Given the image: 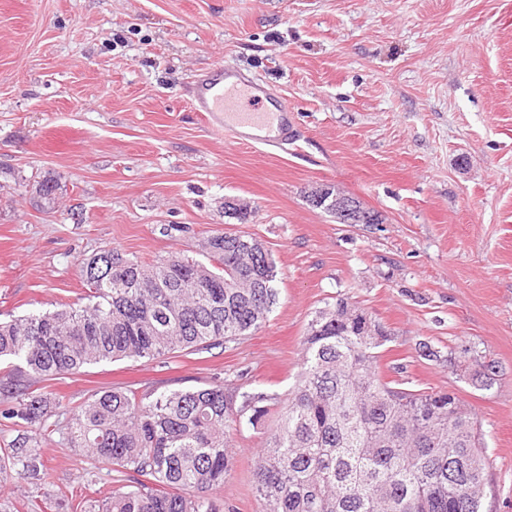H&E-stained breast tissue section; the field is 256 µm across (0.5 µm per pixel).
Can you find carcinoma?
<instances>
[{"instance_id": "1", "label": "carcinoma", "mask_w": 512, "mask_h": 512, "mask_svg": "<svg viewBox=\"0 0 512 512\" xmlns=\"http://www.w3.org/2000/svg\"><path fill=\"white\" fill-rule=\"evenodd\" d=\"M203 263L179 253L144 264L115 248L81 266L86 294L0 322V490L31 480L49 512L69 504L40 484L35 451L53 433L111 487L85 512H232L218 491L235 438L280 406L255 457L256 512H484L488 458L479 425L448 392L395 387L371 336L379 322L346 298L316 314L301 372L280 398L221 383L140 394L99 390L74 407L37 388L102 361L207 351L259 329L277 303L271 256L214 232Z\"/></svg>"}]
</instances>
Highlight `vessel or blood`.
Listing matches in <instances>:
<instances>
[{
  "instance_id": "1",
  "label": "vessel or blood",
  "mask_w": 512,
  "mask_h": 512,
  "mask_svg": "<svg viewBox=\"0 0 512 512\" xmlns=\"http://www.w3.org/2000/svg\"><path fill=\"white\" fill-rule=\"evenodd\" d=\"M191 107L217 133L250 144L282 148L293 137L288 106L233 65L219 62L193 81Z\"/></svg>"
}]
</instances>
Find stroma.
<instances>
[{
    "instance_id": "stroma-1",
    "label": "stroma",
    "mask_w": 512,
    "mask_h": 512,
    "mask_svg": "<svg viewBox=\"0 0 512 512\" xmlns=\"http://www.w3.org/2000/svg\"><path fill=\"white\" fill-rule=\"evenodd\" d=\"M218 61L288 102L291 145L238 143L192 110L196 74ZM47 178L52 206L36 193ZM319 185L380 223L314 208ZM228 197L250 204L248 223ZM216 230L260 238L274 260L266 324L208 351L87 366L51 382L63 404L217 380L284 394L310 320L345 297L391 335L384 376L454 391L476 415L484 508L512 512V0H0V319L76 302L102 249L194 258ZM471 349L495 365L491 389ZM263 440L236 439L220 491L236 512L256 510ZM38 451L46 489L83 512L97 489L71 450Z\"/></svg>"
}]
</instances>
